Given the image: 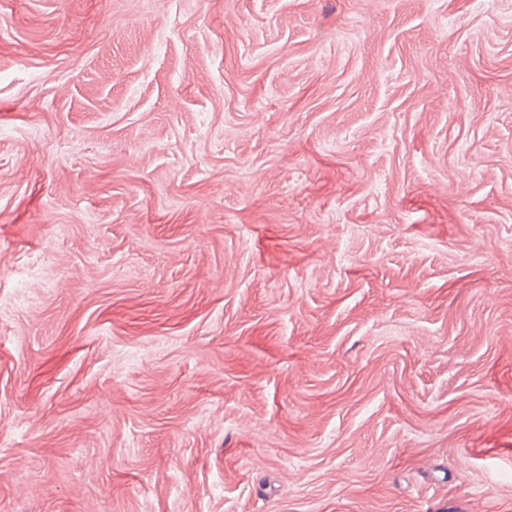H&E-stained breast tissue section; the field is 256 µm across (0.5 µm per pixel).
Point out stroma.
I'll use <instances>...</instances> for the list:
<instances>
[{
    "mask_svg": "<svg viewBox=\"0 0 512 512\" xmlns=\"http://www.w3.org/2000/svg\"><path fill=\"white\" fill-rule=\"evenodd\" d=\"M0 512H512V0H0Z\"/></svg>",
    "mask_w": 512,
    "mask_h": 512,
    "instance_id": "obj_1",
    "label": "stroma"
}]
</instances>
